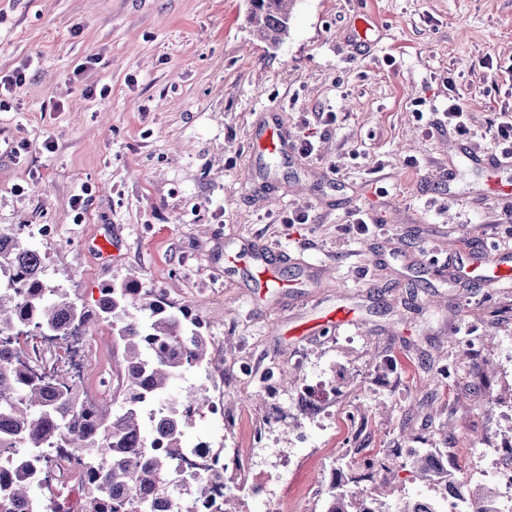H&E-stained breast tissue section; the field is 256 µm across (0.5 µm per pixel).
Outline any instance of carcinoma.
I'll return each instance as SVG.
<instances>
[{
	"instance_id": "carcinoma-1",
	"label": "carcinoma",
	"mask_w": 512,
	"mask_h": 512,
	"mask_svg": "<svg viewBox=\"0 0 512 512\" xmlns=\"http://www.w3.org/2000/svg\"><path fill=\"white\" fill-rule=\"evenodd\" d=\"M294 0H251L256 38L277 44L288 34ZM106 323L123 355L115 366L125 385L121 402L92 401L82 383L57 369L39 370L20 359V341L32 336H82ZM210 363L206 337L188 308L134 280L102 289L93 307L77 304L49 284L40 251L21 237L0 235V459L16 469L0 478V512H49L57 507L49 484L53 462L73 457L88 485L85 512H155L150 492L169 491L173 463L190 443L186 432L203 401L194 393L173 398V379ZM433 454L411 456L430 485L454 491V478L432 464ZM493 487L472 491L474 509L493 502ZM173 512H201L200 492L176 490ZM325 512H384L372 500L334 487Z\"/></svg>"
}]
</instances>
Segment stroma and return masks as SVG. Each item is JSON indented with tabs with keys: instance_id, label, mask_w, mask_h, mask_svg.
<instances>
[{
	"instance_id": "35a3bbf8",
	"label": "stroma",
	"mask_w": 512,
	"mask_h": 512,
	"mask_svg": "<svg viewBox=\"0 0 512 512\" xmlns=\"http://www.w3.org/2000/svg\"><path fill=\"white\" fill-rule=\"evenodd\" d=\"M248 12L249 0H0V75L30 67L0 111V228L51 225L33 245L79 302L133 279L193 304L211 364L175 390L223 402L187 439L223 449L239 512H324L334 485L395 512L436 494L414 452L466 488L497 486L512 282L472 258L480 242L512 252V167L464 156L497 153L512 110V0H296L276 45ZM89 83L105 98L86 97ZM452 94L469 114L460 140L436 123ZM271 122L312 135L317 154L256 167L250 145ZM360 207L383 227L353 228ZM244 249L281 256L282 287H257ZM339 305L351 323L326 322ZM82 341L94 400L122 350L104 324ZM369 456L379 466L365 469ZM269 472L277 484L251 498L244 475ZM495 139L501 149V153L512 154V115L509 110L500 112L499 121L497 122Z\"/></svg>"
}]
</instances>
